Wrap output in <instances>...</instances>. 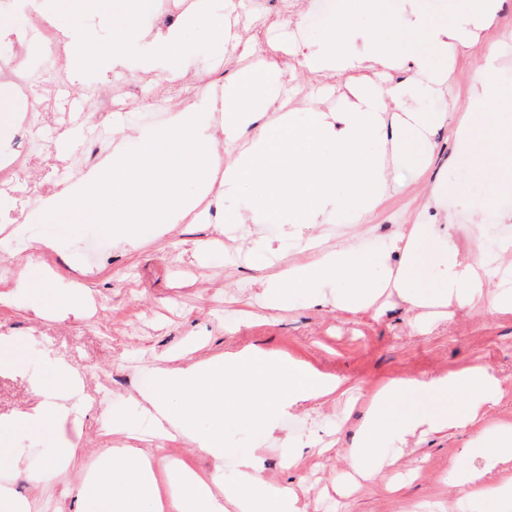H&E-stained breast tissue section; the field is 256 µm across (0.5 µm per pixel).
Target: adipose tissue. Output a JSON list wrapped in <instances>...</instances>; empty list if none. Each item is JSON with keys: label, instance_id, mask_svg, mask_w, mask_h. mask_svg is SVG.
Returning <instances> with one entry per match:
<instances>
[{"label": "adipose tissue", "instance_id": "obj_1", "mask_svg": "<svg viewBox=\"0 0 512 512\" xmlns=\"http://www.w3.org/2000/svg\"><path fill=\"white\" fill-rule=\"evenodd\" d=\"M399 2L407 21L425 31L432 53L378 40L366 44L362 51H350L351 16L347 13L327 24L319 50L306 53L297 45L293 52L302 55L304 64L313 71L389 70L401 60L408 66L409 78L383 91L360 88L343 111L314 113L306 126L295 128L289 126L287 115L275 112L276 78L245 77L236 86L225 87L223 100L204 95L189 108L173 113L163 126L135 128L131 143H118L83 179L66 191L44 198L29 215V222L57 224L79 213L134 246L141 242L145 225L178 224L191 215L199 202L185 194L184 180H194L202 192H209L211 173L219 166L224 169V195L235 201L224 210L225 223L275 220L291 227L297 242L308 248L313 244L308 228L326 223L337 211H348L356 222H364L388 190L391 170L409 159L407 134H428L431 127L448 120L444 112L428 118L406 111L407 99L418 85L436 88L445 83L447 76L435 68L434 57H446L468 47L475 30L492 24L503 0H467L466 9L449 21L431 20L420 0ZM146 7L145 0H138L136 10L113 21L111 39L101 42L90 56L84 52L87 27L83 15L73 13L69 26L62 31L66 45L85 69L104 67L136 51L143 68H154L160 61L169 73L181 71L186 65L180 48L188 30L206 31L220 43L235 37L230 23L224 20L223 8L215 6L214 0H195L178 22L165 27L140 24L139 14ZM216 110L223 113L220 130L199 124L200 114ZM253 124L259 125V136L243 143L231 161H222L218 138L235 140L240 129ZM322 140L335 142V161L313 153V144ZM369 143L374 144V151H366ZM341 181L353 183L356 193L338 196L336 185ZM453 226V214L443 212L435 222L408 225L390 241V252L407 258L392 275V286L416 308H461L489 285L490 259L478 255L459 261ZM422 262L438 267V291L416 285L415 271ZM363 267L357 249L347 241L311 263L285 267L262 281V294L267 307L276 309L286 291L327 286L343 279L350 288L340 298V305L370 308L380 287L364 276ZM75 379L71 369L58 366L55 401L41 403L12 419L0 418V433L20 427L41 428L53 419L67 417L71 409L66 401ZM239 383L252 388L250 403L266 424L333 394L338 386L335 379L303 363L251 347L230 356L220 354L185 365L155 368L151 388L138 406L151 421L156 437L191 439L197 448L220 462L224 459L223 421H216L206 433H197L188 405ZM470 387L477 388L478 395L465 412L453 416L444 412L420 414L408 421L403 432L475 431L483 467H474L466 452L453 469L458 486L469 495H481L495 463L512 459V428L485 419L487 405L503 397L506 389L496 374L482 365L452 376L388 383L368 409L364 436L347 454L350 467L364 479L374 478L378 450L373 431L382 409L398 397L444 398L449 392ZM172 473V491L159 497L146 450L110 449L99 457L97 469L84 479L83 490L91 502L89 512H140L141 501L148 497L155 500L154 512H227L231 506L237 512H298L296 491L267 483L248 456L239 461L237 484L225 487L220 495L205 475L181 467L173 468Z\"/></svg>", "mask_w": 512, "mask_h": 512}]
</instances>
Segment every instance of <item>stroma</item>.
Wrapping results in <instances>:
<instances>
[{
  "label": "stroma",
  "instance_id": "stroma-1",
  "mask_svg": "<svg viewBox=\"0 0 512 512\" xmlns=\"http://www.w3.org/2000/svg\"><path fill=\"white\" fill-rule=\"evenodd\" d=\"M224 15L240 35L238 42L214 46L206 32L190 35L184 51L188 64L180 76L185 85L173 94L169 77L120 59L89 72L81 83L57 77L47 66L64 42L45 45L33 27L35 13L19 16L20 39L0 41V65L24 58L31 78L18 88L12 78L0 79V95H7L27 119L0 127V151L27 155L25 167L0 185V198L11 200L0 209V336L11 337L21 353L17 369H0V417L11 418L36 407L51 395L57 365L64 364L79 378L72 399L79 421L56 420L39 431L19 429L0 435V484L9 483L28 497L31 512H87L89 503L79 491L87 472L111 448H150L159 481H166L172 464L180 462L198 472L216 473L222 485L237 482V460L252 456L271 485L299 491L303 512H496L504 494V476H512V462L499 466L474 497L452 483L453 464L471 447V431L444 430L400 443L398 434L407 419L422 412L456 414L474 399L475 390L450 395L447 401L425 403L402 397L386 408L375 428L377 446L387 463L374 481L356 475L346 460L355 442L366 398L386 382L401 378L429 379L458 373L469 366L489 367L507 386V394L492 404V421L512 425V310H498L493 300L500 287L512 290V255H501V243L512 242V221H498L512 213V191L497 184L512 172V44L501 48L494 70L484 67L487 47L501 32L512 31V0H506L494 25L480 31L472 46L455 62L435 58L436 68H448L449 78L439 92L409 99L408 110L432 116L449 107L464 110L473 104V88L492 81L503 89L486 103L497 113L493 137L484 141L496 167L455 163V128L442 126L430 139V152L395 170L389 190L367 223L350 213L332 216L310 228L319 251L334 250L349 241L359 250L364 273L383 281L396 260L385 257L386 245L403 226L426 223L425 194L438 180L454 193L445 195L441 209L455 213L454 240L460 256L484 253L498 265L485 294L452 318L423 321L421 309L398 295L382 296L375 309L356 312L335 304L312 303L308 292L289 294L282 308L271 310L256 296L254 284L291 263L313 260L317 251L304 250L285 226L272 222L241 224L218 235L214 223L224 212V187L213 182L200 196L194 182L185 193L200 197L196 220L169 225L161 233L148 232L144 245L119 243L101 225L81 217L62 224H42L27 233L26 255H14L15 230L36 210L57 184L79 181L95 166L80 160L82 150L111 151L121 127L145 125L144 115L157 101L167 100L180 111L203 95L222 97L224 87L241 73L275 71L283 81L278 101L297 126L313 112L342 111L358 86L386 89L408 75L406 66L386 72L312 71L301 65L291 47L292 24L303 21L309 46H316L321 28L313 21L321 0H223ZM351 50L365 40H395L420 51L430 45L404 16L391 12L381 23L356 12ZM73 85L81 97L78 115L83 134H76L62 110V87ZM489 198V213L476 214L460 204L461 197ZM56 241L53 249L41 240ZM54 274L51 288H42L38 275L23 278L27 260ZM83 289L86 311L67 317L55 313L53 295ZM250 346L269 354L304 362L336 378L340 386L328 399L307 410L276 418L272 428L257 425L245 413L224 414V461L202 453L189 440L157 441L136 404L147 391L154 367L189 362ZM125 414L140 430L136 439L111 433V413ZM337 433L333 450L320 444ZM74 447L71 461L44 470L36 460L46 458L58 441ZM22 451L20 463L9 459L11 449ZM301 455L299 468L285 464L287 454Z\"/></svg>",
  "mask_w": 512,
  "mask_h": 512
}]
</instances>
